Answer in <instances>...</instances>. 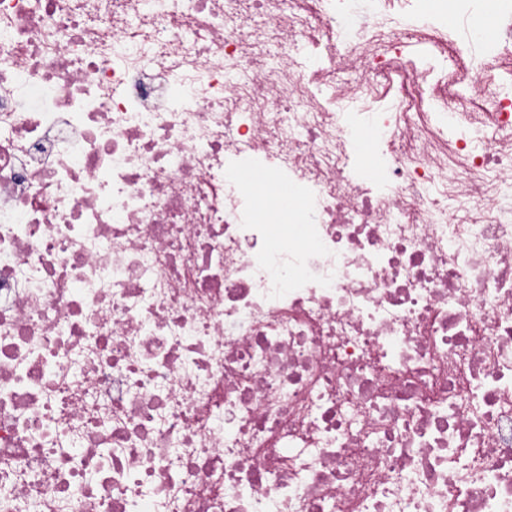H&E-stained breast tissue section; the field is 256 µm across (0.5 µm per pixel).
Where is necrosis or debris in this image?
<instances>
[{"instance_id": "1", "label": "necrosis or debris", "mask_w": 512, "mask_h": 512, "mask_svg": "<svg viewBox=\"0 0 512 512\" xmlns=\"http://www.w3.org/2000/svg\"><path fill=\"white\" fill-rule=\"evenodd\" d=\"M422 2L0 0V512H512V0Z\"/></svg>"}]
</instances>
